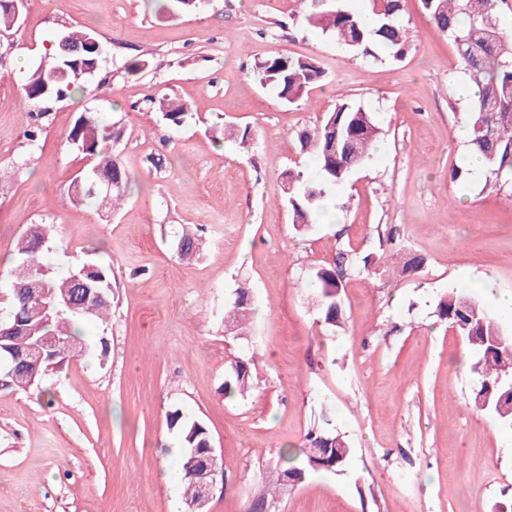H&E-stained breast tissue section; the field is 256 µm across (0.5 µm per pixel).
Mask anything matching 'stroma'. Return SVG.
<instances>
[{
	"instance_id": "stroma-1",
	"label": "stroma",
	"mask_w": 512,
	"mask_h": 512,
	"mask_svg": "<svg viewBox=\"0 0 512 512\" xmlns=\"http://www.w3.org/2000/svg\"><path fill=\"white\" fill-rule=\"evenodd\" d=\"M302 11L299 0H206L171 20L155 0H27L20 27L0 32V307L27 225L50 226L52 272L78 258L112 269L107 356L68 358L37 391L0 387V512H170L183 489L156 474L180 459L167 423L177 408L206 424L222 458L206 512H494L512 497V429L475 408L468 346L438 317L450 289L512 292V183L466 169L467 77L418 0L398 61L342 53ZM76 27L110 53L83 92L52 104L30 146L24 78L51 35ZM275 54L316 58L325 77L282 102L254 77ZM129 60L144 69L127 74ZM164 93L188 104L182 126L153 107ZM343 100L373 115L379 147L337 185L338 220L296 233L283 175L309 171L298 134ZM84 112L111 124L128 174L113 212L72 198L84 159L67 135ZM215 124L253 138L215 141ZM186 228L203 243L191 260L175 253ZM394 229L421 267L364 271ZM339 258L333 327L311 275ZM240 287L252 303L244 336L224 322ZM249 357L250 393L225 397L227 368ZM315 427L349 441L346 470L269 495L281 451L305 447Z\"/></svg>"
}]
</instances>
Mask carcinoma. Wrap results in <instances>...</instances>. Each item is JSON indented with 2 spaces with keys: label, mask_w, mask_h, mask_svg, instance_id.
I'll use <instances>...</instances> for the list:
<instances>
[{
  "label": "carcinoma",
  "mask_w": 512,
  "mask_h": 512,
  "mask_svg": "<svg viewBox=\"0 0 512 512\" xmlns=\"http://www.w3.org/2000/svg\"><path fill=\"white\" fill-rule=\"evenodd\" d=\"M12 0H0V27L8 31L19 16L10 8ZM162 14L176 18L194 13L203 6V0H160ZM306 6L304 20L328 35L352 56L377 57L383 49L388 56L398 59L409 46L404 24L405 0H372L373 10L381 16V23L373 29L364 28L358 15L336 3V0H302ZM422 9L433 24L452 41L463 71L477 87L469 110L471 125L468 131L469 151L481 157L487 172L495 181H512V37L504 35L498 25V0H419ZM69 44L86 46L84 54L72 57L65 53L59 41L52 40L54 48L46 53V62L40 64L25 79L24 90L28 102L36 106L67 99L74 91L84 89L86 78L95 75L106 59V47L92 30H72L65 34ZM256 78L263 86H270L286 103L298 101L303 91L320 82L325 70L311 57L272 55L255 66ZM159 114L164 123L179 127L189 115V107L165 96L158 101ZM68 140L75 149L91 161L84 165L71 182L73 200L96 203L115 208L125 199L128 177L117 156L107 152L112 140L110 126L93 112L80 114ZM302 148L314 151L316 172L306 176L301 172L288 173V205L292 224L301 232L315 223L322 211L325 187L344 183L358 161L366 162L377 148L379 127L370 113L349 101L339 102L327 114L320 126L299 135ZM112 176L116 185L106 190L101 177ZM179 241L188 251L181 254L189 259L201 250L200 239L182 230ZM49 228L45 224H30L17 246L15 267L25 266L23 287L10 288L14 307L13 319L5 326H18L24 343L40 346L44 360L38 371L27 363L23 351H10L12 341H0V355L8 356V376L3 385L29 390L38 387L47 372L62 366L66 358L90 348L81 339V331L73 323L72 315L85 316L90 322H106L111 312L108 299L112 288V268L91 262L71 266L64 276L53 274L42 262L49 252ZM78 275L84 287L101 292L106 299L95 304V311L87 314L76 304L73 276ZM317 288V305L325 323L338 326L342 317L341 273L333 266L320 267L313 273ZM250 300L247 289L237 290L230 302L225 321L236 330L244 331ZM440 319L466 338L472 348L475 362L473 373L479 376L475 392V407L512 427V336L504 334L499 320L467 289H454L438 304ZM251 388L250 363L238 361L230 367L224 379V395L235 397ZM169 426L180 442V465L176 477L185 488L186 503L198 493L197 469L208 462L205 452L212 446L206 425L189 420L176 409L169 414ZM308 447L294 455L285 450L281 458L287 466L277 470L275 484L284 485L288 477L304 479L310 471H344L352 448L341 435L318 429L310 431Z\"/></svg>",
  "instance_id": "obj_1"
}]
</instances>
